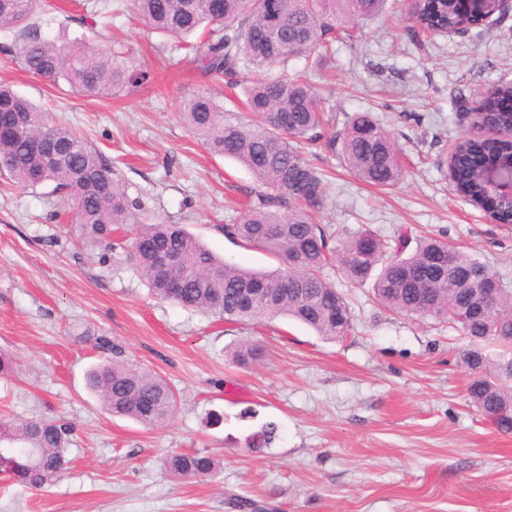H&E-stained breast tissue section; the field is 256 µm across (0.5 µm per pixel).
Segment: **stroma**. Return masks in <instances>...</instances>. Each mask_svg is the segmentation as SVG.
I'll use <instances>...</instances> for the list:
<instances>
[{
    "mask_svg": "<svg viewBox=\"0 0 512 512\" xmlns=\"http://www.w3.org/2000/svg\"><path fill=\"white\" fill-rule=\"evenodd\" d=\"M133 0H114L112 23L89 27L79 8L46 16L56 45L83 37L91 52L124 43L148 71L134 92L97 99L52 85L15 62L0 34V81L83 135L111 159L147 223L180 224L225 260L273 268L265 252L228 240L222 227L255 201L259 183L233 160L209 154L181 114L203 84L171 68V42L132 18ZM404 0L336 43L321 68L291 66L338 117L368 112L402 150L405 172L383 190L358 179L329 147L321 223L335 245L369 229L406 228L456 244L512 287V224H497L462 200L449 177V147L470 121L456 98L477 101L512 81V10L467 34L413 45ZM50 185L25 189L0 173V349L17 361L0 376V413L17 421L71 422V464L35 491L0 479V512H512V431H500L471 402L468 338L446 322L390 312L370 285L329 280L350 304L353 329L327 340L278 316L242 326L155 299L125 249L81 241L75 224L52 217ZM259 341L260 363L234 352ZM121 350L160 374L178 406L170 423L147 429L107 414L85 387L88 368ZM224 420L211 426L207 417ZM275 423L271 443L259 434ZM178 448L208 451L217 475L176 478L164 469Z\"/></svg>",
    "mask_w": 512,
    "mask_h": 512,
    "instance_id": "obj_1",
    "label": "stroma"
}]
</instances>
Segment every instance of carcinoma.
<instances>
[{
  "label": "carcinoma",
  "mask_w": 512,
  "mask_h": 512,
  "mask_svg": "<svg viewBox=\"0 0 512 512\" xmlns=\"http://www.w3.org/2000/svg\"><path fill=\"white\" fill-rule=\"evenodd\" d=\"M138 13L152 32L176 43L201 33L193 56L186 59L201 78L233 85L242 68L256 72L242 81L245 122L224 110L212 94L196 92L182 112L190 132L212 154L233 159L247 168L267 190L239 222L223 225L224 237L260 249L278 262L276 269L257 272L226 263L179 224H149L139 218L138 204L110 161L83 137L51 122L46 113L11 88L0 85V113L19 119L13 129L0 131V170L23 188L53 183L52 195L62 210L71 207L83 237L112 248V234L133 225L128 259L153 296L208 312L233 324L288 316L327 339L342 338L352 329L346 299L325 278L334 265L350 282L372 283L376 299L389 311L424 315L448 322L472 342L461 359L472 373L468 391L475 405L489 416L512 409V358L488 370L480 343L512 347V288L484 263L435 237L413 238L401 231L381 238L370 231L353 236L338 251L333 232L316 223L324 207L322 173L304 156L301 144L326 141L340 147L346 167L363 181L382 189L396 186L404 168L391 134L367 112L353 115L343 130L329 139L324 131L336 117L323 110L316 89L288 75V62L326 64L333 45L352 39L359 23L378 17L387 0H223L224 23L210 14V0H136ZM55 4L49 0H0V31L15 41V54L28 72L50 82H66L85 97L107 98L132 91L147 74L133 68L121 49L99 55L80 46L81 38L64 51L41 34V21ZM472 19L460 18L454 0H424L417 23L424 34L432 28L455 29ZM277 63L282 72L266 77L263 69ZM473 121L512 124L507 113H483ZM40 139L63 147L56 163L36 149ZM455 190L477 202L497 224H512V204L492 195L479 159L507 170L512 167V143L457 141ZM456 254V267L440 273L436 259ZM161 253L175 261L162 269ZM477 288L492 291L488 308L471 310L468 299ZM261 356L259 344L245 341L236 351L247 365ZM87 387L110 415L128 418L147 429L166 425L176 397L156 372L132 362L105 359L87 374ZM71 425L59 420L15 422L0 418V474L29 488L41 489L70 463L67 449ZM219 462L198 451H179L166 459L174 477L213 475Z\"/></svg>",
  "instance_id": "cac0c4a2"
}]
</instances>
